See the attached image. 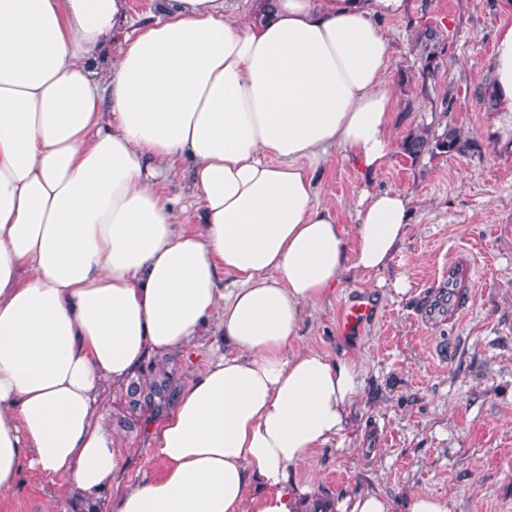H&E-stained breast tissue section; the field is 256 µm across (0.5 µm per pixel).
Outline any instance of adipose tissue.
Here are the masks:
<instances>
[{"label": "adipose tissue", "instance_id": "adipose-tissue-1", "mask_svg": "<svg viewBox=\"0 0 512 512\" xmlns=\"http://www.w3.org/2000/svg\"><path fill=\"white\" fill-rule=\"evenodd\" d=\"M0 0V497L22 469L110 494L99 415L150 353L223 338L180 393L118 512H298L297 473L342 436L351 358L298 348L302 312L389 271L412 198L373 176L396 148L381 20L408 0ZM493 90L512 113V24ZM360 167L356 222L315 176ZM181 193H173V186ZM263 492L252 493L254 483Z\"/></svg>", "mask_w": 512, "mask_h": 512}]
</instances>
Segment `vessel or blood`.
Listing matches in <instances>:
<instances>
[{
    "instance_id": "1",
    "label": "vessel or blood",
    "mask_w": 512,
    "mask_h": 512,
    "mask_svg": "<svg viewBox=\"0 0 512 512\" xmlns=\"http://www.w3.org/2000/svg\"><path fill=\"white\" fill-rule=\"evenodd\" d=\"M435 281L433 290L417 309L418 317L429 327L444 320L458 323L473 301L479 284L473 255L467 251L460 252L453 264L438 269ZM372 314L373 305L369 299L361 297L351 301L342 313L344 331L359 328Z\"/></svg>"
}]
</instances>
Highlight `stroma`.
I'll return each mask as SVG.
<instances>
[{"instance_id": "35a3bbf8", "label": "stroma", "mask_w": 512, "mask_h": 512, "mask_svg": "<svg viewBox=\"0 0 512 512\" xmlns=\"http://www.w3.org/2000/svg\"><path fill=\"white\" fill-rule=\"evenodd\" d=\"M505 23H512L507 0H411L405 16L382 24L386 80L398 99L396 140L445 123L461 148L417 158L394 150L373 186L405 191L414 205L390 271L378 281L346 275L305 313L300 346L354 357L363 378L345 433L298 472L331 497L374 491L391 512H407L410 495L424 490L446 498L450 512H512V114L485 109L477 95L494 79V42ZM429 38L439 55L426 75ZM316 180L318 202L353 226L358 168L339 157ZM462 248L476 258L480 291L445 345L414 312L435 272ZM397 272L408 282L402 295L390 285ZM361 295L376 315L359 333H344L342 310ZM152 438L122 436L125 458L103 512H116L144 474L162 472L150 456ZM71 495L66 478L48 481L26 469L0 512H67Z\"/></svg>"}]
</instances>
